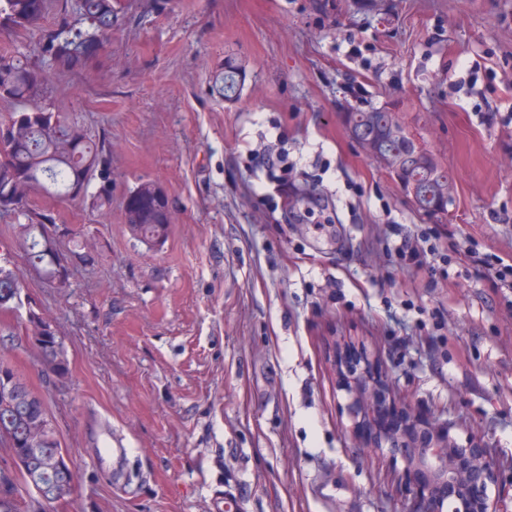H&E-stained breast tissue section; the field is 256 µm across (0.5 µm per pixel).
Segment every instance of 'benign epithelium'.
Segmentation results:
<instances>
[{
  "label": "benign epithelium",
  "instance_id": "obj_1",
  "mask_svg": "<svg viewBox=\"0 0 512 512\" xmlns=\"http://www.w3.org/2000/svg\"><path fill=\"white\" fill-rule=\"evenodd\" d=\"M392 177L415 203L425 195L421 184L413 179H402L397 173ZM29 324V339L35 341L57 335L55 326L34 319ZM342 386L351 395L349 412L356 426L367 423L370 415L384 404H394L391 389L382 380L367 375L366 368L358 363H344L339 370ZM19 391L7 373L0 374V406L10 408L18 401ZM47 423L36 422L27 430V444L33 451L45 439ZM4 447L12 460V468L3 471L0 481V505L9 509L16 505L14 474L21 471L28 475L29 489L40 502L61 503L75 485L76 475H71L70 486L55 480V472L71 467L66 454L47 455L32 467L28 460L16 455L12 441L3 439ZM372 447L404 463V490L408 499L416 504L415 512H512V467L500 465L483 443L470 439L460 444L449 435L448 427L438 431L433 427L417 428L414 417L407 416L403 426L391 431L375 433Z\"/></svg>",
  "mask_w": 512,
  "mask_h": 512
}]
</instances>
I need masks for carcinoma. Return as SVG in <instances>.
<instances>
[{"instance_id": "cac0c4a2", "label": "carcinoma", "mask_w": 512, "mask_h": 512, "mask_svg": "<svg viewBox=\"0 0 512 512\" xmlns=\"http://www.w3.org/2000/svg\"><path fill=\"white\" fill-rule=\"evenodd\" d=\"M50 0H0V23L35 33L39 36L42 57L52 61L54 72L66 76L90 68L102 57L103 43L112 32L114 19L122 11L121 0H80L79 14L87 28L56 31L44 26ZM242 69L229 60L224 63V96L231 98L238 92ZM49 75L41 65L20 55H0V101L22 105L8 114L18 126V136L9 142H0V207L19 208L27 204L36 192L49 196H69L75 189L80 197L90 201L94 209L108 208L112 204V188L101 186L88 193L91 175L112 167L110 151L103 142L93 139L83 126L67 112H56L46 102ZM383 106L368 110L351 109L343 118L349 136L359 145L367 139L385 144L394 160L402 165L409 178L419 168L427 167L434 183L441 187L448 182V169L433 153L416 154L408 143L415 137L403 123L392 125L390 112ZM164 194L156 183H140L127 196L124 206L125 223L136 226L135 234L148 242H162L171 224L169 207L160 206L156 197ZM418 211L432 213L440 220L448 214V200L435 205V198L424 201ZM48 216L37 213L28 223L18 225L17 240L26 252L27 262L42 270L48 277L56 272V248ZM22 287L16 272L0 267V311L14 309V290ZM43 365L51 374L68 372L67 360L60 339L41 340L34 345ZM22 392L20 401L11 409L0 410V419L10 415L15 452L24 454L22 446L25 428L44 415V400L15 369H10Z\"/></svg>"}]
</instances>
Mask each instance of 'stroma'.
<instances>
[{"label":"stroma","mask_w":512,"mask_h":512,"mask_svg":"<svg viewBox=\"0 0 512 512\" xmlns=\"http://www.w3.org/2000/svg\"><path fill=\"white\" fill-rule=\"evenodd\" d=\"M100 64L51 98L112 152V205L33 196L0 213L22 295L70 373H43L27 310L0 313V358L40 392L75 463L54 512H405L402 461L363 447L337 361L365 356L395 408L512 459V0H123ZM244 72L224 97V63ZM396 105L454 179L419 213L342 122ZM319 195L308 220L273 189ZM150 180L172 216L150 244L124 221ZM80 236L58 289L16 242L26 213ZM436 227V273L401 231ZM130 453L122 475L105 436ZM431 231L427 232L424 230V232H421V235L417 233L416 239L413 234L412 235H405L401 238L400 244L396 247V252L398 256L400 257L401 261L403 262L404 266L414 268L417 272L418 271H425L429 274H432L434 271L436 272V269L433 265H430V263H427L426 256L428 254V251L430 254L435 255L436 251L439 253L438 247L435 245H430V249L426 250L424 247H422L419 244V241L423 239L431 238ZM420 236V238H419Z\"/></svg>","instance_id":"stroma-1"}]
</instances>
